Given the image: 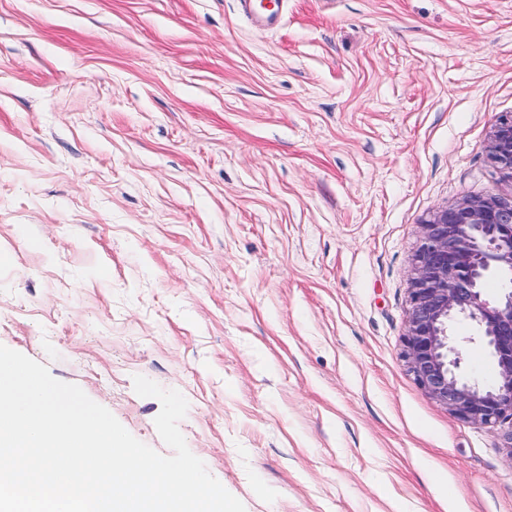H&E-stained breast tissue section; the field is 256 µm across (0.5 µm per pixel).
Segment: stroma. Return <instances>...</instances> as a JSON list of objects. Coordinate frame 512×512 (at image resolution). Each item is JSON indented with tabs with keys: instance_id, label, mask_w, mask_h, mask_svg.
Listing matches in <instances>:
<instances>
[{
	"instance_id": "obj_1",
	"label": "stroma",
	"mask_w": 512,
	"mask_h": 512,
	"mask_svg": "<svg viewBox=\"0 0 512 512\" xmlns=\"http://www.w3.org/2000/svg\"><path fill=\"white\" fill-rule=\"evenodd\" d=\"M512 0H0V345L246 512H512L403 358L442 207L512 195ZM239 2L245 16L256 29L265 30L279 25L284 0H273L259 5H256L254 0H239ZM489 159L501 178L512 181V114L498 119L491 136Z\"/></svg>"
}]
</instances>
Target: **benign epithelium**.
Segmentation results:
<instances>
[{"instance_id": "7a95c632", "label": "benign epithelium", "mask_w": 512, "mask_h": 512, "mask_svg": "<svg viewBox=\"0 0 512 512\" xmlns=\"http://www.w3.org/2000/svg\"><path fill=\"white\" fill-rule=\"evenodd\" d=\"M489 159L512 181V114L498 119ZM491 279L500 283L493 298ZM408 298L404 357L419 387L473 425L512 424V197L489 192L433 212L421 224ZM459 318L473 324L495 360L490 385L461 375L472 338L452 336Z\"/></svg>"}]
</instances>
